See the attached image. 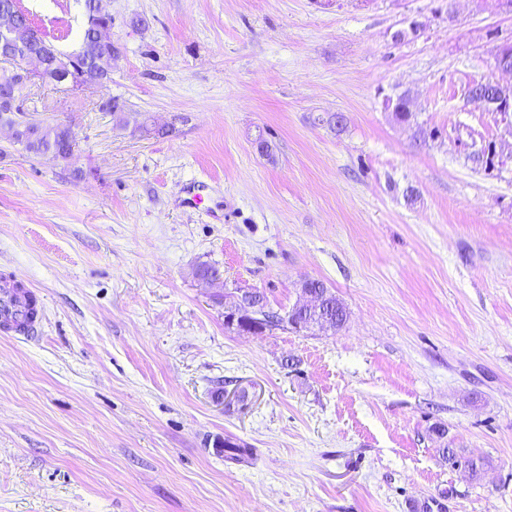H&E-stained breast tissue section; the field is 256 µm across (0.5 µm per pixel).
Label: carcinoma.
<instances>
[{"mask_svg":"<svg viewBox=\"0 0 512 512\" xmlns=\"http://www.w3.org/2000/svg\"><path fill=\"white\" fill-rule=\"evenodd\" d=\"M89 0H84L83 8L86 25L79 33V47L69 53L60 51L49 43L44 49L46 60L55 68L65 58L80 59L86 67V74L91 84L98 85L104 81L112 83V49L98 47L95 39L99 16L91 13ZM26 37V27L21 19L15 17L12 0H0V40L14 43L22 42ZM395 119L400 123L410 121L409 101L404 95L391 102ZM20 108H13L0 103V125L17 127L16 139L13 144L34 156H42L48 152L62 161L71 157L70 140L73 130L65 121H56L33 130L21 128L23 119L19 116ZM314 289L326 294L325 315L335 321L336 328H341L347 320V311L343 303L336 298L329 288L319 280L311 281Z\"/></svg>","mask_w":512,"mask_h":512,"instance_id":"cac0c4a2","label":"carcinoma"}]
</instances>
